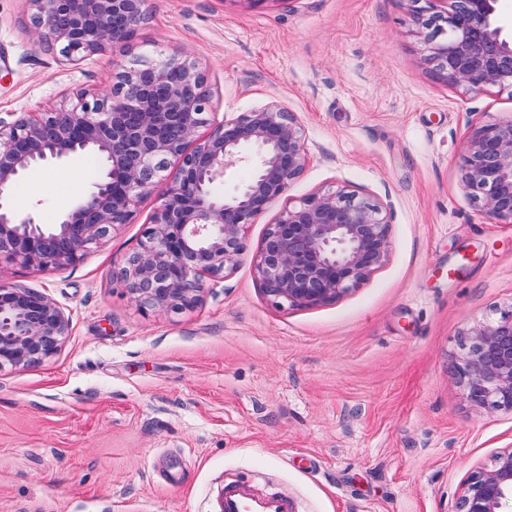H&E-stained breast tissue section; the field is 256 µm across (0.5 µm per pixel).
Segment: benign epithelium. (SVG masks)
I'll return each instance as SVG.
<instances>
[{"label": "benign epithelium", "mask_w": 512, "mask_h": 512, "mask_svg": "<svg viewBox=\"0 0 512 512\" xmlns=\"http://www.w3.org/2000/svg\"><path fill=\"white\" fill-rule=\"evenodd\" d=\"M38 42L70 60L123 48L148 20L151 0H25ZM498 0H453L444 15L416 19L437 75L472 88L512 87V42L501 37ZM105 94L83 92L68 109L12 121L0 117V260L53 271L79 263L138 203L165 189L116 279L146 310L193 308L203 279L232 271L245 225L277 203L307 155L295 117L278 103L209 125L210 90L187 58L128 65L112 59ZM88 152L103 161L92 191L51 227L21 217L9 192L32 166ZM249 179L229 195L214 183L237 165ZM174 167V175L167 174ZM461 185L484 216L512 223V121L478 127L461 158ZM390 216L344 190L319 192L268 225L254 259L274 303L313 308L358 287L386 260ZM69 320L45 294L0 286V368H25L54 355ZM457 372L475 406L512 411V311L468 333ZM512 496V448L470 480L459 512H499Z\"/></svg>", "instance_id": "benign-epithelium-1"}]
</instances>
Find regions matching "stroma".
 <instances>
[{"label":"stroma","instance_id":"stroma-1","mask_svg":"<svg viewBox=\"0 0 512 512\" xmlns=\"http://www.w3.org/2000/svg\"><path fill=\"white\" fill-rule=\"evenodd\" d=\"M448 0H151L130 56L195 62L212 124L276 102L307 163L246 250L182 313L142 310L113 276L159 203L144 198L78 264L0 265V285L69 319L40 365L0 370V512H215L228 478L302 512H458L472 474L512 448V412L472 405L464 336L512 309V223L460 183L474 129L512 121V87L470 90L425 60L413 17ZM112 56L36 44L25 0H0V117L104 91ZM99 157L30 168L14 210L56 224ZM345 190L391 215V250L358 288L313 308L273 304L253 257L279 207Z\"/></svg>","mask_w":512,"mask_h":512}]
</instances>
